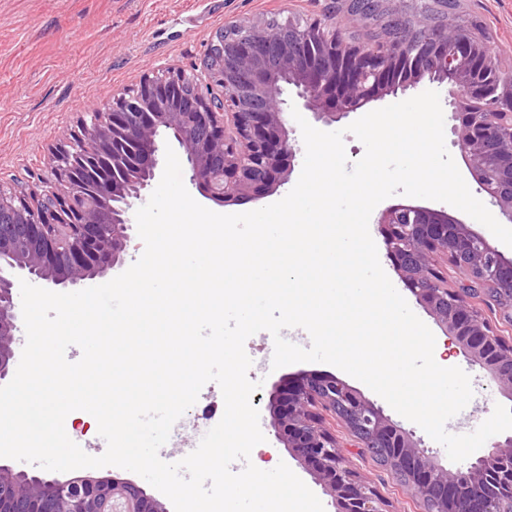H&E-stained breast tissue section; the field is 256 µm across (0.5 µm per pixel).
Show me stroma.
I'll use <instances>...</instances> for the list:
<instances>
[{
	"label": "stroma",
	"instance_id": "1",
	"mask_svg": "<svg viewBox=\"0 0 512 512\" xmlns=\"http://www.w3.org/2000/svg\"><path fill=\"white\" fill-rule=\"evenodd\" d=\"M460 3L461 16L481 21L501 65L512 67V0ZM329 13L330 0H0V186L28 194L41 192L42 183L28 178V170L45 172L50 149L77 130L81 119L100 108L114 92L135 85L144 75L175 68L203 76L207 46L225 22L293 16L314 20ZM287 128L297 150L288 183L224 204L204 200L194 187L190 195L220 214L252 211L281 200L297 183L305 157L299 125L291 119ZM273 345L274 339L266 331L250 336L244 344L252 361L248 377L259 385L251 403L259 410L265 436L250 460L263 470L286 463L311 485L325 512H334L330 497L277 439L271 426L269 396L276 382L301 373L336 376L371 400L376 394L327 363L271 368L263 358ZM454 364L469 375L473 398L447 422L446 429L465 434L486 420L495 405L512 401L478 365L461 356ZM223 414L219 385L207 383L185 413L194 430L167 441L169 462L180 461L182 445L200 443ZM345 454L361 478L387 500L391 512H421L410 493L371 455H357L352 448Z\"/></svg>",
	"mask_w": 512,
	"mask_h": 512
}]
</instances>
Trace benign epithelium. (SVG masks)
<instances>
[{"label":"benign epithelium","mask_w":512,"mask_h":512,"mask_svg":"<svg viewBox=\"0 0 512 512\" xmlns=\"http://www.w3.org/2000/svg\"><path fill=\"white\" fill-rule=\"evenodd\" d=\"M412 0H336L353 25L389 20ZM448 0H426L414 23L430 37L413 55L376 50L368 55L348 39L319 45L278 20L224 24L210 42L223 58L206 73L224 86V98L202 88L183 94L179 72L146 75L135 88L112 94L80 130L55 147L48 164L55 183L26 196L0 187V212L19 224L0 225V381L18 360L15 302L20 280L62 288L95 283L122 267L130 240V213L156 178L164 129L184 150L190 181L220 203L246 199L288 181L296 150L286 127L284 86L315 119L335 123L366 104L404 95L424 81L448 83L449 106L468 171L479 189L512 223V113L478 111L474 74L494 60L475 45L436 25ZM112 150L135 170L87 195L71 168L87 154ZM394 269L434 317L444 335L512 398V339L475 304L480 298L512 327V258L492 248L462 219L422 205H392L377 220ZM465 280L448 288L442 264ZM271 425L332 500L336 512H387V501L360 479L342 453L325 416L337 418L357 447L399 478L432 512H512V437L466 468L447 469L393 423L376 404L334 376L304 374L269 400ZM472 492L463 496L462 486ZM0 512H168L156 496L130 481L91 475L65 480L31 476L0 465Z\"/></svg>","instance_id":"benign-epithelium-1"}]
</instances>
